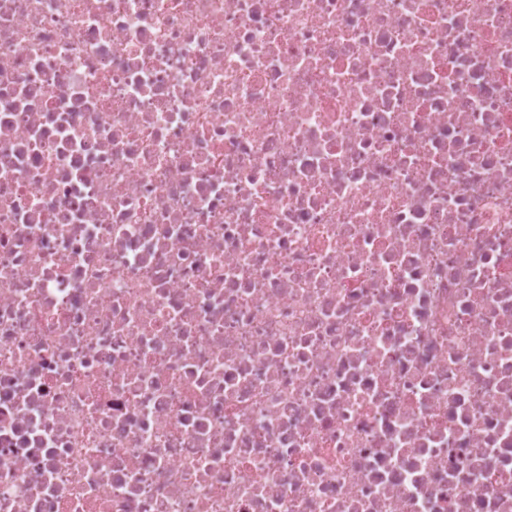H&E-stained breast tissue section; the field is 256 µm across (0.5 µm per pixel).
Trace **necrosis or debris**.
Here are the masks:
<instances>
[{
    "instance_id": "1",
    "label": "necrosis or debris",
    "mask_w": 512,
    "mask_h": 512,
    "mask_svg": "<svg viewBox=\"0 0 512 512\" xmlns=\"http://www.w3.org/2000/svg\"><path fill=\"white\" fill-rule=\"evenodd\" d=\"M0 512H512V0H0Z\"/></svg>"
}]
</instances>
